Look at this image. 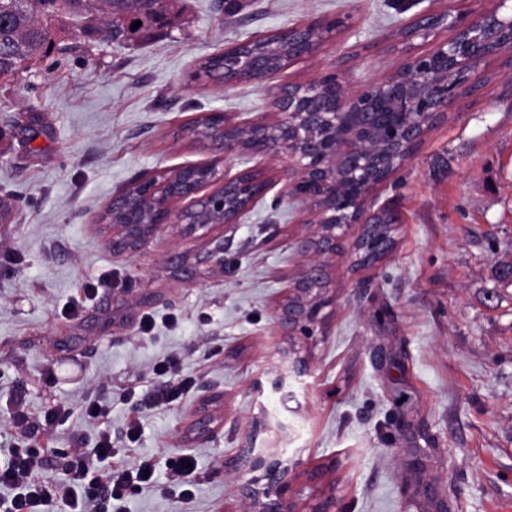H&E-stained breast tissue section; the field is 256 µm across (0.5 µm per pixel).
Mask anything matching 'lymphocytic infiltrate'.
Listing matches in <instances>:
<instances>
[{"mask_svg":"<svg viewBox=\"0 0 512 512\" xmlns=\"http://www.w3.org/2000/svg\"><path fill=\"white\" fill-rule=\"evenodd\" d=\"M153 372L160 382L137 399L136 409L174 405L191 386L179 374L177 357L158 363ZM13 423L17 442L0 456V486L10 488L11 494L0 497V512H110L127 492L157 483L152 460L131 466L117 462L112 436L101 427L94 447L69 450L32 444L34 429L24 413H16ZM56 455L66 461L65 477L61 484L50 485L41 472Z\"/></svg>","mask_w":512,"mask_h":512,"instance_id":"lymphocytic-infiltrate-1","label":"lymphocytic infiltrate"}]
</instances>
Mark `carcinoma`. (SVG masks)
I'll use <instances>...</instances> for the list:
<instances>
[{
    "label": "carcinoma",
    "instance_id": "cac0c4a2",
    "mask_svg": "<svg viewBox=\"0 0 512 512\" xmlns=\"http://www.w3.org/2000/svg\"><path fill=\"white\" fill-rule=\"evenodd\" d=\"M58 0H23L16 12L0 7V71L11 75L16 73L15 65L22 59H30L51 42L49 18L55 15ZM107 4V13L114 30L126 36L148 34L162 26L168 15V0H66L67 13L86 22L85 33L98 32V11L100 3ZM142 25L131 30L134 22ZM236 52L270 55L271 63L280 67L281 51L260 41L244 43ZM215 131L210 120L202 117L194 121L187 132L194 138L202 139Z\"/></svg>",
    "mask_w": 512,
    "mask_h": 512
}]
</instances>
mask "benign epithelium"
<instances>
[{
	"mask_svg": "<svg viewBox=\"0 0 512 512\" xmlns=\"http://www.w3.org/2000/svg\"><path fill=\"white\" fill-rule=\"evenodd\" d=\"M349 20L347 16L328 24L301 25L277 37L288 46V54L302 58ZM443 29L451 32L450 38L435 42L426 53H412L413 40H426ZM400 37L407 61L384 81L352 91L332 73L278 87L271 113L254 122L236 123L222 112L208 114L217 126L209 144L224 158L251 152L271 154L285 163L281 197L306 204L317 226L312 236L300 241L303 253L334 255L346 247L354 263L365 266L393 248L392 234L375 237L371 231L380 224L398 223L397 216L387 208L368 210L366 194L412 158L433 124L446 116L448 103L462 91L475 89L473 72L479 62L512 55V0H493V6L473 20L451 7L428 8L403 26ZM273 75L267 61L254 55L240 60L238 69L224 72V86L261 82ZM251 177L267 191L269 181L250 170L233 176L219 170L198 175L184 167L139 180V193L112 198V247L136 250L162 224H181L189 232L233 228L257 199L249 191L255 182ZM208 184L218 188L197 197ZM187 198L193 199L191 206L173 210L174 200ZM352 224L363 225V232L348 243ZM327 279L321 261L293 276L275 310L277 324L292 332L316 324L332 303ZM284 358L295 377L308 374V361L297 350L284 352ZM267 478L276 489L258 503V512H336L332 492L304 505L288 494L276 464L267 466Z\"/></svg>",
	"mask_w": 512,
	"mask_h": 512,
	"instance_id": "obj_1",
	"label": "benign epithelium"
}]
</instances>
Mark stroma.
I'll return each mask as SVG.
<instances>
[{
	"label": "stroma",
	"mask_w": 512,
	"mask_h": 512,
	"mask_svg": "<svg viewBox=\"0 0 512 512\" xmlns=\"http://www.w3.org/2000/svg\"><path fill=\"white\" fill-rule=\"evenodd\" d=\"M432 5L474 18L490 0H244L230 15L224 0H171L170 26L134 40L51 18V46L0 79V448L14 443L20 410L37 439L92 447L96 429L80 411L92 395L126 463L153 460L163 483L169 459L198 461L191 499L143 488L112 512H255L270 490L255 458L279 463L305 501L317 489L295 478L297 466L335 463L326 481L336 512H512L506 58L478 64L480 91L453 101L415 156L368 194V209L402 215L392 250L365 268L331 258L327 317L292 339L274 310L307 262L298 242L311 230L308 209L281 198L277 158L227 159L183 131L208 112L261 119L277 87L329 72L354 90L386 79L407 59L401 27ZM343 17L347 27L266 81L191 78L238 43ZM190 165L253 169L273 185L232 230L185 236L165 224L140 250H114L102 220L113 197ZM89 284L97 296L71 311ZM292 342L307 376L288 373L282 351ZM171 355L193 387L179 405L143 410L129 442L127 395L150 392L153 366ZM60 402L73 413L45 427ZM204 404L212 430L198 437L191 424ZM243 448L250 462L226 468ZM247 483L255 499L242 497Z\"/></svg>",
	"instance_id": "35a3bbf8"
}]
</instances>
